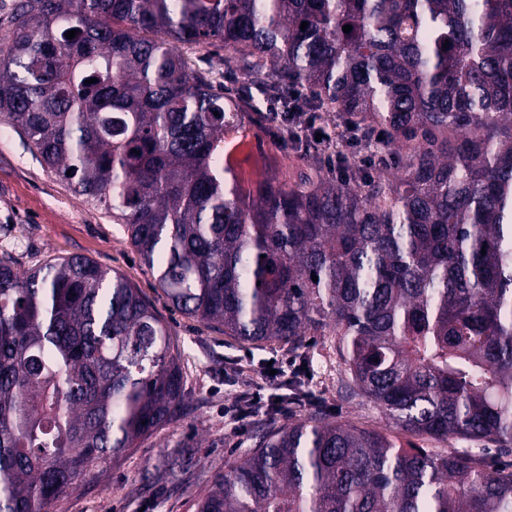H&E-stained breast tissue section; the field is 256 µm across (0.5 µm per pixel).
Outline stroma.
Here are the masks:
<instances>
[{"instance_id": "obj_1", "label": "stroma", "mask_w": 512, "mask_h": 512, "mask_svg": "<svg viewBox=\"0 0 512 512\" xmlns=\"http://www.w3.org/2000/svg\"><path fill=\"white\" fill-rule=\"evenodd\" d=\"M182 52L191 66L224 75L232 95L256 99L257 91L236 67L234 53L223 42L186 44ZM263 153L257 177L275 174L293 183L307 171L312 158L303 147L284 144L268 109L246 117ZM11 255L19 269L73 255L85 256L103 268L124 274L170 324L181 353L183 391L188 402L184 418L168 423L137 441L118 462L67 490L50 512H195L215 472L225 462L253 449L259 430L286 424L288 418L326 413L342 423L391 435L398 445L416 446L435 454H469L481 463L512 466V449L454 436L445 440L413 436L392 427L368 399L346 396L349 376L336 339L315 336L297 349L307 364V392L316 394V406H295L291 415L258 413L244 429H236L224 408L242 392V385L225 381V359L247 354L255 361L285 355L286 347L240 343L197 320L170 309L155 277L130 245L124 225L114 223L104 208L88 204L68 184L42 167L29 146L13 130L0 136V255Z\"/></svg>"}]
</instances>
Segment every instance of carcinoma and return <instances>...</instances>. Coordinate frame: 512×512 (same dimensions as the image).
<instances>
[{
  "mask_svg": "<svg viewBox=\"0 0 512 512\" xmlns=\"http://www.w3.org/2000/svg\"><path fill=\"white\" fill-rule=\"evenodd\" d=\"M13 18L0 120L125 224L176 311L251 345L336 336L345 388L394 427L512 446V0H16ZM211 39L258 87L301 88L295 111L384 131L401 174L241 192L242 101L179 49ZM182 386L124 274L0 256V512H49L178 419ZM196 512H512V471L315 417L262 434Z\"/></svg>",
  "mask_w": 512,
  "mask_h": 512,
  "instance_id": "obj_1",
  "label": "carcinoma"
}]
</instances>
